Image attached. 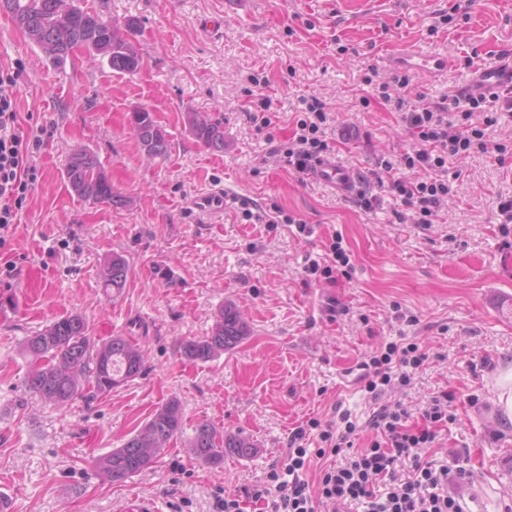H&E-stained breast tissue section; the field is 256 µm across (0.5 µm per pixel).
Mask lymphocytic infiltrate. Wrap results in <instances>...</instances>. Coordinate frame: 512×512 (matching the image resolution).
<instances>
[{
  "label": "lymphocytic infiltrate",
  "mask_w": 512,
  "mask_h": 512,
  "mask_svg": "<svg viewBox=\"0 0 512 512\" xmlns=\"http://www.w3.org/2000/svg\"><path fill=\"white\" fill-rule=\"evenodd\" d=\"M17 78V71L0 70V229L17 223L41 177L34 158L47 133L38 124L21 127L14 95ZM408 84V77H398L393 85H380L378 94L403 112L419 147L399 160L378 161L374 177L402 205L414 210L419 223L433 224L452 192L449 159L473 152L500 154L505 147L491 137L495 119L485 112V98L468 99L462 111L445 103L412 109L404 96ZM303 104V115L296 121L290 144L275 151L280 161L300 173L310 170L312 162L329 150L323 137L329 121L325 103L312 96ZM414 170L419 171V178H411ZM426 359V352L416 342L387 343L363 365L366 391L376 397L391 382L408 385L411 371L422 367ZM449 400L445 393L432 397L421 413L425 423L421 429L408 427L409 412L402 406H380L367 422L375 433L369 447L349 454L344 447L357 426L348 415H341L336 423L310 419L307 426L293 432L286 462L272 468L266 481L253 488L251 497L265 502L268 512H315L319 504L342 507L346 512L355 506L362 507L363 512H463L459 498L449 495L448 482L453 477L465 479L466 469L421 459L422 449L437 437L436 425L452 418ZM313 433L338 458L336 465L323 472L314 489L305 477V441Z\"/></svg>",
  "instance_id": "lymphocytic-infiltrate-1"
}]
</instances>
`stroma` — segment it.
I'll list each match as a JSON object with an SVG mask.
<instances>
[{"mask_svg": "<svg viewBox=\"0 0 512 512\" xmlns=\"http://www.w3.org/2000/svg\"><path fill=\"white\" fill-rule=\"evenodd\" d=\"M457 2L81 0L103 20L133 21L143 65L131 75L82 48L54 67L0 12V69L20 70L19 121L49 131L36 156L42 177L0 248V264L16 267L0 285V496L14 512H118L133 495L156 499L160 512H224L225 499L246 500L287 457L292 432L310 418L350 412L363 426L354 445L364 448L379 403H402L420 428V407L443 392L454 420L439 426L425 460L460 455L471 477L456 491L468 512L512 507V421L493 386L512 364V282L496 278L512 231L502 232L495 212L498 196H512V111H498L494 131L505 155L449 160L453 192L434 224L418 223L387 189L369 212L268 156L291 138L304 95L325 102V138L353 175L417 149L401 113L364 91L405 76L414 105L431 106L453 95L469 65L488 68L512 47V0H479L465 14ZM401 49L444 66L411 69L396 59ZM263 94L279 118L261 130L249 114ZM140 108L169 132L168 157L142 150L129 123ZM190 110L222 123L223 151L188 133ZM78 149L98 156L114 205L71 190L65 167ZM207 194L215 207L196 210ZM248 204L267 222L244 220ZM282 212L312 235L278 223ZM337 236L350 265L329 281L308 265ZM115 253L130 265L116 296L101 277ZM227 302L250 335L211 361L185 358L181 342L208 336ZM75 314L93 338L141 346L144 368L110 395L58 408L26 391L22 343ZM403 337L429 358L409 385L391 383L373 400L361 364ZM172 398L184 436L207 421L253 441L256 453L210 467L177 438L126 482H102L94 458L122 447Z\"/></svg>", "mask_w": 512, "mask_h": 512, "instance_id": "35a3bbf8", "label": "stroma"}]
</instances>
